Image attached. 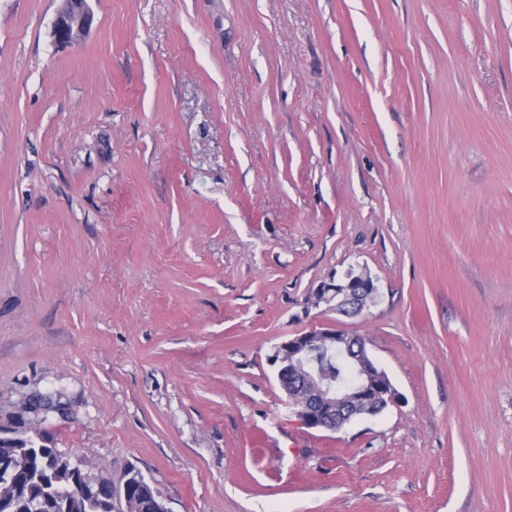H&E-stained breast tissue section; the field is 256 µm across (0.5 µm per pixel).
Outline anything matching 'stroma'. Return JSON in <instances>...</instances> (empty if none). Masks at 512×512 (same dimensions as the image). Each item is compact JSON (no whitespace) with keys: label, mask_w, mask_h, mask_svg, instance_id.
Returning a JSON list of instances; mask_svg holds the SVG:
<instances>
[{"label":"stroma","mask_w":512,"mask_h":512,"mask_svg":"<svg viewBox=\"0 0 512 512\" xmlns=\"http://www.w3.org/2000/svg\"><path fill=\"white\" fill-rule=\"evenodd\" d=\"M88 4L0 0V419L168 512H512V0ZM323 323L400 406L300 424ZM90 18L86 0H70L53 23L55 39L63 44L72 42L88 26ZM378 295V288L373 279L365 269H361L358 272L350 270L343 279L335 281L333 278L323 284L312 293L309 301L315 307L325 304L336 313L356 316L368 310ZM128 507L132 512H163L161 509L165 505L144 478L143 482L135 487Z\"/></svg>","instance_id":"35a3bbf8"}]
</instances>
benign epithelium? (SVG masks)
<instances>
[{
    "label": "benign epithelium",
    "mask_w": 512,
    "mask_h": 512,
    "mask_svg": "<svg viewBox=\"0 0 512 512\" xmlns=\"http://www.w3.org/2000/svg\"><path fill=\"white\" fill-rule=\"evenodd\" d=\"M86 0H69L53 23L55 39L70 43L88 26ZM379 292L366 270L348 271L330 280L309 298L342 315L356 316L375 303ZM345 354L355 376L350 386L335 383L320 367L322 356ZM276 379L298 420L310 429L338 432L352 422L400 406L401 394L373 358L347 330L333 325L313 328L281 341L271 356Z\"/></svg>",
    "instance_id": "7a95c632"
}]
</instances>
